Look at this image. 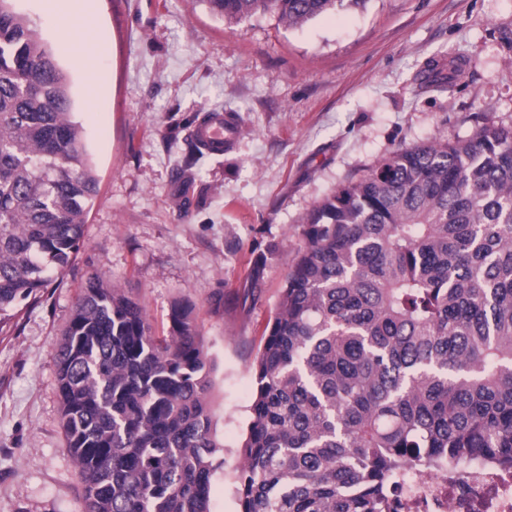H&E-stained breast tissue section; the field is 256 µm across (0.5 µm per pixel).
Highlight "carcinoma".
<instances>
[{"label": "carcinoma", "instance_id": "carcinoma-1", "mask_svg": "<svg viewBox=\"0 0 512 512\" xmlns=\"http://www.w3.org/2000/svg\"><path fill=\"white\" fill-rule=\"evenodd\" d=\"M0 0V324L80 249L98 180L66 75ZM290 26L365 0H201ZM255 362L241 512H379L394 471L512 465V127L402 148L316 205ZM96 275L55 351L85 512H210L224 464L193 308Z\"/></svg>", "mask_w": 512, "mask_h": 512}]
</instances>
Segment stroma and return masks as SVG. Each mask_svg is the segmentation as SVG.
<instances>
[{"instance_id":"stroma-1","label":"stroma","mask_w":512,"mask_h":512,"mask_svg":"<svg viewBox=\"0 0 512 512\" xmlns=\"http://www.w3.org/2000/svg\"><path fill=\"white\" fill-rule=\"evenodd\" d=\"M12 7L69 75L99 185L75 259L0 340V512H84L54 354L94 274L131 295L158 336L173 301L194 306L224 446L210 512H240L253 362L304 216L397 149L512 126V0H367L296 27L274 13L222 20L198 0H95L80 36L43 0ZM95 42L101 52L78 64ZM457 59L462 78L422 87L426 68ZM93 69L106 77L97 88ZM208 109L239 118L220 156L190 138ZM259 257L256 289L248 269Z\"/></svg>"}]
</instances>
